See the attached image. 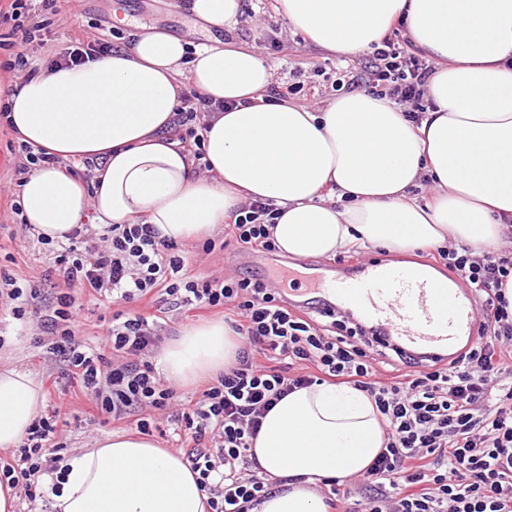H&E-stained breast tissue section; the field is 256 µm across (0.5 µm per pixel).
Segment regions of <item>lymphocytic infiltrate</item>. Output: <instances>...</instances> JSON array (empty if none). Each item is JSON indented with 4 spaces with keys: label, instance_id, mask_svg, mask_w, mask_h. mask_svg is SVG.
Wrapping results in <instances>:
<instances>
[{
    "label": "lymphocytic infiltrate",
    "instance_id": "lymphocytic-infiltrate-1",
    "mask_svg": "<svg viewBox=\"0 0 512 512\" xmlns=\"http://www.w3.org/2000/svg\"><path fill=\"white\" fill-rule=\"evenodd\" d=\"M24 0H0V24L10 23L22 48L8 69L26 70V45L49 26L23 21ZM410 40L385 36L374 45L363 81L367 91L419 118L432 103L427 82L434 68L414 55ZM210 103L197 91L181 96L179 141L194 160L205 157L199 120ZM273 204L242 205L224 233L241 247L275 251ZM52 273L113 301L163 292L173 302L197 309L224 308L241 338L233 366L174 421L192 442L186 455L211 512H252L268 483L250 469L249 451L265 414L293 392L315 383H347L367 392L384 418L386 445L363 474L367 497L362 512H512V303L503 284L512 277V253L472 256L467 248H441L437 255L479 298L482 313L476 341L449 362L418 367L398 355V376L382 378L377 367L386 347L349 315L325 312L304 317L290 309L278 289L246 276L191 280L183 259L149 224H116L102 245L89 243L84 228L68 236ZM73 299L57 297L42 319L53 336V353L80 378L100 411L123 419L151 408L166 411L174 392L158 378L144 354L158 342L146 317L117 313L105 339L119 363L76 343L67 323ZM60 410L34 421L11 460L0 462V481L37 497V478L46 470Z\"/></svg>",
    "mask_w": 512,
    "mask_h": 512
}]
</instances>
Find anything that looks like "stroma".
I'll use <instances>...</instances> for the list:
<instances>
[{
  "label": "stroma",
  "instance_id": "35a3bbf8",
  "mask_svg": "<svg viewBox=\"0 0 512 512\" xmlns=\"http://www.w3.org/2000/svg\"><path fill=\"white\" fill-rule=\"evenodd\" d=\"M273 5L274 0H244L240 23L235 29L221 31L220 39L258 48L275 73L276 85L298 86L292 100L299 105L322 108L336 95L350 92L349 82L368 61V54L341 57L312 47L276 15ZM117 12L127 15L126 25H116L113 15ZM139 26L165 30L194 46L209 43L212 37L183 8L182 0H79L75 15L52 17L48 33L29 45L28 67L46 70L49 62L68 46L72 29L82 30L86 39H102L117 47L127 44L130 31ZM24 159L16 135L7 126H0V275L11 277L26 295L24 320L0 321V366L29 371L42 385L46 408L62 406L76 415V422L59 427L55 436L70 454L93 447L97 440L112 433L133 432L136 425L130 417L115 420L98 413L78 377L44 348L36 346V337L43 334L40 319L53 309L57 295L73 297L71 328L76 340L85 345L100 343L112 325L113 314L119 311L146 317L162 314L165 327L160 340L164 343L196 323L197 318L187 308L156 296L118 304L51 276L52 246L39 243L13 210L19 201L15 168ZM213 238L216 246L209 252L198 242L179 244L186 276L199 280L224 275L266 276V267L251 264L249 252L222 248L223 231H216Z\"/></svg>",
  "mask_w": 512,
  "mask_h": 512
}]
</instances>
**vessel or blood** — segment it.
<instances>
[{
	"label": "vessel or blood",
	"mask_w": 512,
	"mask_h": 512,
	"mask_svg": "<svg viewBox=\"0 0 512 512\" xmlns=\"http://www.w3.org/2000/svg\"><path fill=\"white\" fill-rule=\"evenodd\" d=\"M310 291L332 308H356L405 352L435 360L475 340L479 310L469 289L405 268L366 263L352 274L335 267L310 277Z\"/></svg>",
	"instance_id": "vessel-or-blood-1"
}]
</instances>
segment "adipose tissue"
Instances as JSON below:
<instances>
[{
	"mask_svg": "<svg viewBox=\"0 0 512 512\" xmlns=\"http://www.w3.org/2000/svg\"><path fill=\"white\" fill-rule=\"evenodd\" d=\"M204 26L235 27L242 0H189ZM289 28L345 57L405 20L415 48L433 60V107L419 122L367 92L324 108L269 100L272 68L255 48L215 41L189 47L156 28L80 66H56L9 93L17 137L59 158L36 167L20 193L39 235L66 240L86 222L152 224L176 243L204 240L241 205L273 203L279 251L315 258L352 247L396 252L445 244L496 252L512 229V0H275ZM218 104L204 133L208 170L168 135L181 94L182 61ZM93 161L92 185L65 161ZM429 185L418 202L413 189ZM223 321L185 328L156 355L181 383L212 380L236 359ZM45 406L41 385L0 369V449L14 448ZM366 393L315 384L265 415L250 449L272 487L253 512H324L316 487L362 474L385 443ZM47 474L54 512H207V497L182 454L149 437L115 433Z\"/></svg>",
	"mask_w": 512,
	"mask_h": 512,
	"instance_id": "adipose-tissue-1",
	"label": "adipose tissue"
}]
</instances>
